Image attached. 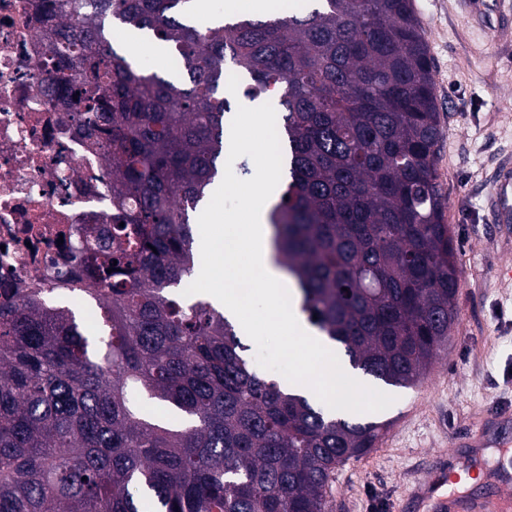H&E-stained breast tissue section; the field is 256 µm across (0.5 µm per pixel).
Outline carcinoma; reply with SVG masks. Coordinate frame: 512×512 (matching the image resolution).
Masks as SVG:
<instances>
[{
  "label": "carcinoma",
  "mask_w": 512,
  "mask_h": 512,
  "mask_svg": "<svg viewBox=\"0 0 512 512\" xmlns=\"http://www.w3.org/2000/svg\"><path fill=\"white\" fill-rule=\"evenodd\" d=\"M312 2L207 26L192 0L44 5L62 30L53 65L84 72L56 92L110 146L112 243L81 250L102 336L65 305H0V512H327L337 467L386 429L325 417L180 291L198 264L191 215L224 161L231 73L249 77L245 98L277 102L288 177L268 219L310 324L394 387L420 382L448 342L458 267L412 0ZM115 21L164 43L180 79L136 67L108 38Z\"/></svg>",
  "instance_id": "obj_1"
}]
</instances>
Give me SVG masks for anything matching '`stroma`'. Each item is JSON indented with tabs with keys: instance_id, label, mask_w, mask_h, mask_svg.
I'll return each instance as SVG.
<instances>
[{
	"instance_id": "35a3bbf8",
	"label": "stroma",
	"mask_w": 512,
	"mask_h": 512,
	"mask_svg": "<svg viewBox=\"0 0 512 512\" xmlns=\"http://www.w3.org/2000/svg\"><path fill=\"white\" fill-rule=\"evenodd\" d=\"M480 16L471 0H413L432 62L440 113L435 156L444 222L459 269L456 322L423 381L389 388L372 413L384 436L336 470L328 512H427L418 483L442 460L468 455L464 438L490 416L512 413V240L496 237L489 198L512 165V0Z\"/></svg>"
}]
</instances>
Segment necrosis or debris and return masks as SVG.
<instances>
[{
  "label": "necrosis or debris",
  "mask_w": 512,
  "mask_h": 512,
  "mask_svg": "<svg viewBox=\"0 0 512 512\" xmlns=\"http://www.w3.org/2000/svg\"><path fill=\"white\" fill-rule=\"evenodd\" d=\"M43 2L0 0V304L78 297L81 248L112 214L108 145L55 91Z\"/></svg>",
  "instance_id": "1"
}]
</instances>
